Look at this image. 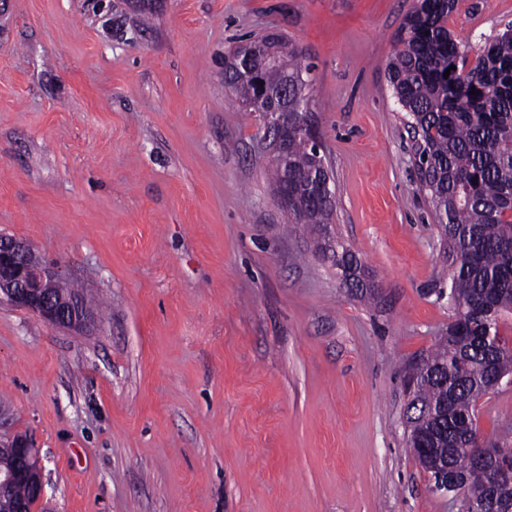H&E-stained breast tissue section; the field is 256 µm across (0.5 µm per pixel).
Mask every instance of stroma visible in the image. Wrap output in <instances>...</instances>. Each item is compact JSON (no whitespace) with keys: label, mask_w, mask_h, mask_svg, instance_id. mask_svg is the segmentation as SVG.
Instances as JSON below:
<instances>
[{"label":"stroma","mask_w":512,"mask_h":512,"mask_svg":"<svg viewBox=\"0 0 512 512\" xmlns=\"http://www.w3.org/2000/svg\"><path fill=\"white\" fill-rule=\"evenodd\" d=\"M415 0H0V234L102 303L0 300V421L50 512H459L406 446L408 366L448 333L446 261L387 67ZM512 0H457L469 52ZM267 29L308 69L347 288L272 194L224 56ZM512 444V381L479 408ZM336 249L334 247V240L326 238V236L317 235V247L321 252L331 259L337 269H340L344 281L350 280L352 285L355 286L357 291L361 294L375 295L376 286L370 280L369 275L366 273L365 266L360 259L347 249L344 244L336 238ZM349 251V258H345V252Z\"/></svg>","instance_id":"35a3bbf8"}]
</instances>
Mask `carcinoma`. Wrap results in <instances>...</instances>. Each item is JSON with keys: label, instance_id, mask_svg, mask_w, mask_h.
Instances as JSON below:
<instances>
[{"label": "carcinoma", "instance_id": "carcinoma-1", "mask_svg": "<svg viewBox=\"0 0 512 512\" xmlns=\"http://www.w3.org/2000/svg\"><path fill=\"white\" fill-rule=\"evenodd\" d=\"M456 3L421 0L407 14L388 79L393 96L421 132L422 189L448 247V305L453 312L448 324L453 332L414 366L415 418L408 446L421 465L435 454L465 468L467 481L460 494L478 500L491 471L512 469V457L469 463L461 428L471 416L469 395L486 390L495 373H512V345L500 334V321L512 312V29L485 39L469 68L467 55L448 29ZM279 41L284 47L279 61L268 65L261 46L269 38H254L252 67L273 92L288 88L291 120L302 116L295 91L305 90L306 78L299 53L288 48L285 38ZM224 84L239 107L249 109L250 84L233 72L224 74ZM269 178L276 188L286 179L296 182L287 223L315 232L332 223L333 199L319 198L311 188L329 178L326 155L315 151L304 135L288 139V152L272 162ZM317 247L356 290L375 294L365 266L355 254L345 255L341 241L319 235ZM474 512H512V476L499 480L494 501Z\"/></svg>", "mask_w": 512, "mask_h": 512}]
</instances>
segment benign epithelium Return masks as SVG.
Listing matches in <instances>:
<instances>
[{
  "label": "benign epithelium",
  "mask_w": 512,
  "mask_h": 512,
  "mask_svg": "<svg viewBox=\"0 0 512 512\" xmlns=\"http://www.w3.org/2000/svg\"><path fill=\"white\" fill-rule=\"evenodd\" d=\"M250 51L239 47L224 56V70L245 72L256 89L255 105H260L271 92L260 83L257 71L249 68ZM265 144L270 155L278 151L270 141L280 143L288 134V111L266 112ZM65 282L59 267L39 259L31 245L23 239L0 234V294L6 295L16 306L26 309L55 327L84 332L97 325V316L88 310L77 296H67L61 288ZM10 445L17 449L16 467L0 472V506L7 512H36L44 504L45 486L42 478V462L30 440L23 435L0 434V446ZM433 489L445 493L457 492L461 485L460 471L435 468ZM24 476L32 489L27 499H10L8 492L18 478Z\"/></svg>",
  "instance_id": "7a95c632"
}]
</instances>
